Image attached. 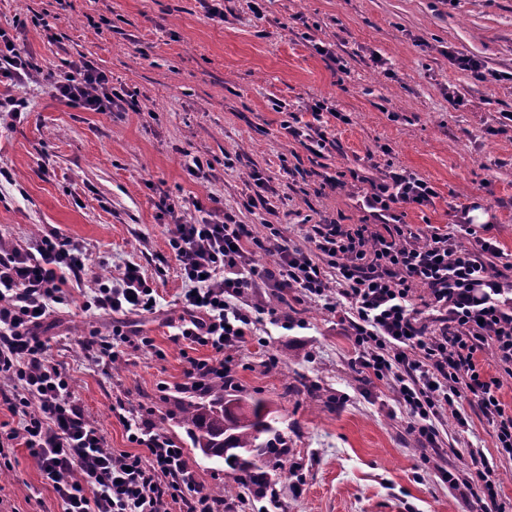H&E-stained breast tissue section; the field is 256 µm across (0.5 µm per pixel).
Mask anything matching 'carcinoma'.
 <instances>
[{"label": "carcinoma", "mask_w": 512, "mask_h": 512, "mask_svg": "<svg viewBox=\"0 0 512 512\" xmlns=\"http://www.w3.org/2000/svg\"><path fill=\"white\" fill-rule=\"evenodd\" d=\"M176 419L192 448L207 459L223 460L233 471L232 483L217 495L258 497L267 491V473L258 462L283 455L288 436L263 399H244L224 380L198 398L180 401Z\"/></svg>", "instance_id": "1"}]
</instances>
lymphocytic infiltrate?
Returning a JSON list of instances; mask_svg holds the SVG:
<instances>
[{
	"mask_svg": "<svg viewBox=\"0 0 512 512\" xmlns=\"http://www.w3.org/2000/svg\"><path fill=\"white\" fill-rule=\"evenodd\" d=\"M53 84L71 108L137 107L84 60L70 62ZM324 108L320 101L313 105L310 123L282 124L318 158L336 146L317 124ZM436 196L418 175L390 172L371 182L366 197L383 232L367 224H312L304 247L275 224L254 235L229 212L182 222L175 203L160 200L161 214L175 220L168 244L183 285L175 338L212 350L205 359L186 357V378L199 386L230 376L236 353L267 312L264 294L292 292L347 315L359 351L352 369L364 382L389 386L407 432L423 447L440 448L445 414L469 428L465 408L472 405L492 427L499 454L512 459V404L498 395L502 376L512 377V262L495 240L481 236L468 208L447 230L432 227L424 234L394 212L398 205H431ZM465 239L474 240L473 250L460 251ZM260 251L271 256L270 265L255 262ZM84 259L80 244L55 234L0 249V403L22 420L9 440L29 449L61 512H241L239 499L204 489L183 448L158 432L150 409L116 399L112 412L142 451L109 448L71 378L49 360L41 329L62 300L66 274L81 277ZM86 305L127 316L155 312L157 302L141 270L126 266L116 276L95 278ZM129 342L117 326L109 335L86 337L83 345L95 365L108 368ZM486 352L499 375L486 374ZM438 477L463 512H512V502L500 496L496 466L483 451L471 452L462 468H439Z\"/></svg>",
	"mask_w": 512,
	"mask_h": 512,
	"instance_id": "f902f5d3",
	"label": "lymphocytic infiltrate"
}]
</instances>
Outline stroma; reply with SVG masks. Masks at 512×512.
<instances>
[{
    "label": "stroma",
    "mask_w": 512,
    "mask_h": 512,
    "mask_svg": "<svg viewBox=\"0 0 512 512\" xmlns=\"http://www.w3.org/2000/svg\"><path fill=\"white\" fill-rule=\"evenodd\" d=\"M204 0H0V27L37 70L10 93L28 99L23 123L0 128V238L25 244L58 232L87 254L84 285L67 280L47 331L50 355L110 448L138 452L111 405L123 398L175 413L191 393L186 356L210 348L174 342L182 282L170 260L171 229L161 196L233 211L255 232L248 212L250 171L276 192L285 235L304 241V223H372L363 201L368 179L405 170L430 182L432 205L406 206L412 229L451 224L467 206L488 216L489 237L512 255V0H267L263 16L249 0H224L223 19H207ZM331 47L332 56L318 53ZM480 60V82L455 65ZM91 60L112 85L136 93L132 112H84L61 104L49 74ZM326 102L322 120L337 148L318 159L282 128ZM212 163L189 176L187 156ZM236 160L224 165L225 157ZM356 171L344 188L319 191L323 170ZM167 264H159V257ZM135 263L157 293L158 310L128 319L141 339L119 369L90 364L82 346L108 335L114 316L84 312L88 280ZM290 323L263 317L237 354L233 378L244 395L262 397L287 427L288 451L266 467L277 501L246 512H459L447 488L423 476L426 463L459 466L482 450L498 465L500 493L512 500V460L500 457L477 408L460 431L442 425L444 447L427 454L406 430L387 385L361 381L345 324L317 304L276 301ZM150 345H142V338ZM167 391H159V382ZM0 479V512H60L52 486L29 450L9 451Z\"/></svg>",
    "instance_id": "35a3bbf8"
}]
</instances>
